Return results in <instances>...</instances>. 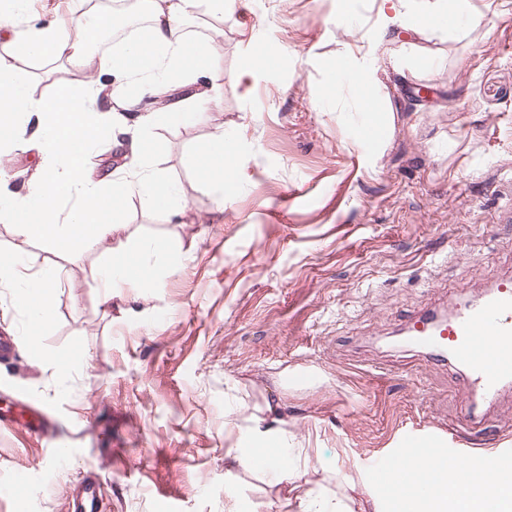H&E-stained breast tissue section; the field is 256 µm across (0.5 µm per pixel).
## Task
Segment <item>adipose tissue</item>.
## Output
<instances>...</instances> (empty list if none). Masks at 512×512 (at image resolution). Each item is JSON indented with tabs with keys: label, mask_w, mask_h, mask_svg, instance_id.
I'll return each mask as SVG.
<instances>
[{
	"label": "adipose tissue",
	"mask_w": 512,
	"mask_h": 512,
	"mask_svg": "<svg viewBox=\"0 0 512 512\" xmlns=\"http://www.w3.org/2000/svg\"><path fill=\"white\" fill-rule=\"evenodd\" d=\"M236 0H141L147 17L144 36L125 41L115 52L89 56L100 39V21L47 25L26 17L27 0H0V29L7 30L10 55H0V157L19 143L41 157L37 174L25 191L0 188V221L13 224L19 236L48 244L65 253L77 245L98 242L111 235L116 213L124 201L138 197L150 209L170 216L185 206L177 186L152 164L153 146L145 124L187 125L203 121L202 104L216 103L213 89L200 85L212 68L210 43L182 38L180 30L200 9L210 15L232 11ZM479 17L471 0H381L380 38L395 30L425 36L452 30L461 16ZM64 58L92 70L83 85L63 84L48 98L33 97L28 74L15 58ZM337 70L353 75L367 116L363 129L375 140L388 136L386 116L378 112L369 90L376 84L375 61H358L353 54L336 60ZM182 90L186 104H169L162 111L142 113L143 96L162 97ZM121 152L120 170L94 177L86 170L90 152L102 139ZM198 174L203 181L232 188L241 154L236 143L215 129L198 149ZM72 198L74 206L60 211L59 202ZM149 244L113 249L109 260L95 269L93 278L102 288L103 300L112 291L133 281L149 288L154 280L146 255ZM0 286L12 289L19 307L33 326L51 321L60 288L57 274L35 270L34 261L18 257L0 264ZM233 464L267 475L275 481L295 477L299 470L294 449L288 446L287 422L281 403L265 400L239 420L231 421ZM388 468L401 483L381 481L385 498L396 512H512V479L487 476L473 481L448 458V441L432 435L421 444L391 453ZM414 488L413 501H405L400 486Z\"/></svg>",
	"instance_id": "adipose-tissue-1"
}]
</instances>
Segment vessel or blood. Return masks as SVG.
Returning <instances> with one entry per match:
<instances>
[{"mask_svg":"<svg viewBox=\"0 0 512 512\" xmlns=\"http://www.w3.org/2000/svg\"><path fill=\"white\" fill-rule=\"evenodd\" d=\"M408 332L415 349L430 361L450 358L464 374V397L472 403L492 401L503 383L512 381V283L499 284L485 299L466 304L440 319L427 311L416 316ZM0 424L20 425L40 439L49 437L52 417L30 402L22 412L0 410ZM450 456L472 478L512 468V451L473 452L456 430H449Z\"/></svg>","mask_w":512,"mask_h":512,"instance_id":"1","label":"vessel or blood"}]
</instances>
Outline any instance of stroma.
<instances>
[{
	"label": "stroma",
	"instance_id": "obj_1",
	"mask_svg": "<svg viewBox=\"0 0 512 512\" xmlns=\"http://www.w3.org/2000/svg\"><path fill=\"white\" fill-rule=\"evenodd\" d=\"M497 2L474 0L479 28L393 44L374 34L380 0L349 12L242 0L189 23L214 44L220 103L206 122L151 131L183 214L129 198L111 237L67 254L0 222V255L36 257L62 281L35 352L0 293V336L18 349L0 363V407L39 402L72 451L56 467L44 442L0 427V512H73L88 477L105 488L103 512H278L284 487L224 459L229 407L274 396L289 445L310 458V489L329 495L344 477L370 493L368 460L408 429L469 434L459 371L426 362L403 332L424 309L451 314L512 280V11ZM394 50L411 61L399 73ZM348 52L378 60L377 94L393 107L374 159L354 141L353 79H329ZM259 56L274 65L244 93L238 77ZM20 66L44 96L92 77L63 59ZM218 125L241 153L228 194L198 179V146ZM144 239L158 244L153 287L127 283L103 303L92 269ZM477 413L486 442L512 448V384ZM20 474L30 482L12 491Z\"/></svg>",
	"mask_w": 512,
	"mask_h": 512
}]
</instances>
